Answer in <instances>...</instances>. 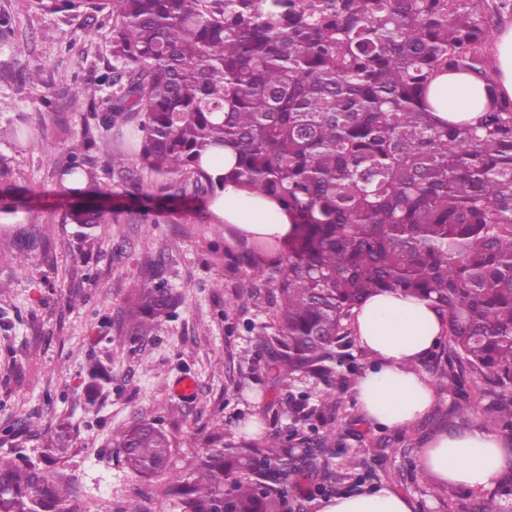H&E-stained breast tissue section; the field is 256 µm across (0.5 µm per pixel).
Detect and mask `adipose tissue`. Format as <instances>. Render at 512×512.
<instances>
[{"label":"adipose tissue","mask_w":512,"mask_h":512,"mask_svg":"<svg viewBox=\"0 0 512 512\" xmlns=\"http://www.w3.org/2000/svg\"><path fill=\"white\" fill-rule=\"evenodd\" d=\"M428 98L436 123H466L486 103L485 82L444 71L434 78ZM209 209L219 220L262 241L286 239L292 228L278 201L233 184L225 186ZM353 327L359 346L373 358L354 387L364 415L379 425L399 428L427 414L435 389L420 366L448 328L445 315L428 301L386 291L371 295L355 309ZM419 462L438 485L474 489L491 487L512 460L497 433L474 428L434 435L421 448ZM320 512H413V505L402 494L375 486L336 497Z\"/></svg>","instance_id":"adipose-tissue-1"}]
</instances>
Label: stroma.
Returning <instances> with one entry per match:
<instances>
[{
    "mask_svg": "<svg viewBox=\"0 0 512 512\" xmlns=\"http://www.w3.org/2000/svg\"><path fill=\"white\" fill-rule=\"evenodd\" d=\"M0 18L14 30L0 39V130H32L19 146L0 137V155L10 182L43 199L12 220L0 217V455L23 449L26 460L77 491L92 512H125L131 502L146 512H176L161 495L163 479L123 468L113 442L117 428L155 423L173 444L172 472L186 476L214 431L248 439L260 432L288 444L295 433L333 426L340 434L334 471L355 458L366 464V487L403 494L415 512H473L475 491L435 484L418 452L440 432L491 428L492 397L482 382L465 377L459 392L436 386L424 417L391 429L364 419L352 385L301 372L275 380L270 305L261 298L231 306L227 299L248 271L239 256L254 252L268 268L285 256L286 243L241 237L208 211L199 217L181 210L158 224L128 219L115 235L72 223L55 204L65 187L54 165L68 160L85 132L112 145L108 154L93 150L92 184L116 199L125 191L112 176V157L126 131L95 128L89 112L67 105L111 71V29L44 15L28 0H0ZM35 68L41 85L21 84L20 72ZM45 140L54 144L52 156L41 150ZM31 234L43 248H8ZM158 261L180 302L157 336L139 342L120 332L116 319L128 290L145 282ZM183 374L195 381L188 399L172 392ZM328 392L341 398L334 421L298 418L299 404L315 406ZM462 404L468 414L459 413ZM62 428L67 453L47 455L46 439Z\"/></svg>",
    "mask_w": 512,
    "mask_h": 512,
    "instance_id": "stroma-1",
    "label": "stroma"
}]
</instances>
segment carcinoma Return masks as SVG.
<instances>
[{"instance_id":"1","label":"carcinoma","mask_w":512,"mask_h":512,"mask_svg":"<svg viewBox=\"0 0 512 512\" xmlns=\"http://www.w3.org/2000/svg\"><path fill=\"white\" fill-rule=\"evenodd\" d=\"M64 17L112 21V104L77 92L98 124L129 128L127 152L160 178L128 174V194L215 198L234 183L270 195L292 217L288 253L271 270L276 363L282 375L330 377L345 364L346 321L366 297L398 291L448 318V369L494 395L493 419L512 426V99L486 53L512 0H29ZM489 81L470 123L440 125L428 92L440 71ZM91 156L59 165L74 182ZM0 213L39 203L5 181ZM104 192L74 205L80 224H118ZM249 278L236 299L261 296ZM178 295L141 283L117 321L151 338ZM335 428L302 453L275 436L240 445L211 435L184 479L168 474L173 445L151 423L122 429V463L165 477L178 512H280L276 479H297L336 454ZM512 470L475 512H512ZM0 512H80L40 464L0 456Z\"/></svg>"}]
</instances>
